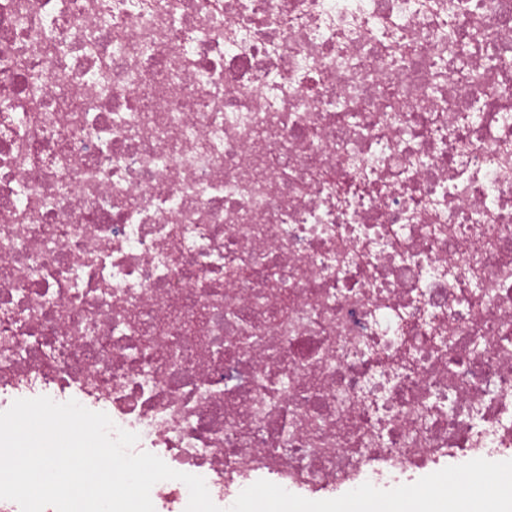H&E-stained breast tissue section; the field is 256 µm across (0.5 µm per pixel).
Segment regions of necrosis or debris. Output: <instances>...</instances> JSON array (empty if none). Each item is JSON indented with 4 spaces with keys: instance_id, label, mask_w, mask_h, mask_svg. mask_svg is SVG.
<instances>
[{
    "instance_id": "necrosis-or-debris-1",
    "label": "necrosis or debris",
    "mask_w": 512,
    "mask_h": 512,
    "mask_svg": "<svg viewBox=\"0 0 512 512\" xmlns=\"http://www.w3.org/2000/svg\"><path fill=\"white\" fill-rule=\"evenodd\" d=\"M216 505L512 459V0H0V412Z\"/></svg>"
}]
</instances>
